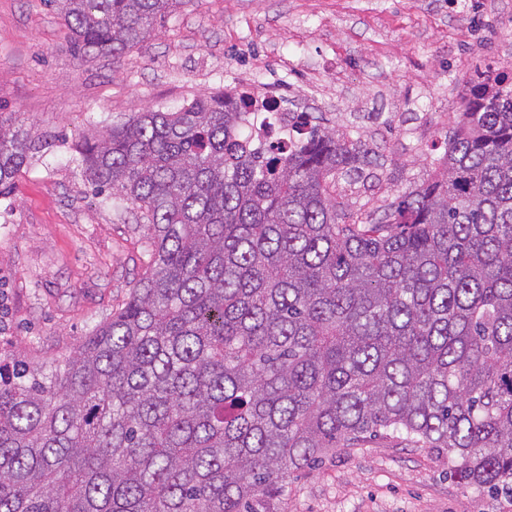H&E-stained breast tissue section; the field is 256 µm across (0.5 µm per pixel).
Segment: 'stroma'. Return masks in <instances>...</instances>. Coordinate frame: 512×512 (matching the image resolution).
Wrapping results in <instances>:
<instances>
[{
  "label": "stroma",
  "instance_id": "obj_1",
  "mask_svg": "<svg viewBox=\"0 0 512 512\" xmlns=\"http://www.w3.org/2000/svg\"><path fill=\"white\" fill-rule=\"evenodd\" d=\"M512 71V0H185L120 60L68 48L49 0H0V116L32 159L0 196V364H42L127 298L148 231L77 170L85 136L142 108L286 79L324 126L380 146L355 207L430 179L479 68ZM284 512H512V492L451 478L447 452L399 439L341 448L293 474Z\"/></svg>",
  "mask_w": 512,
  "mask_h": 512
}]
</instances>
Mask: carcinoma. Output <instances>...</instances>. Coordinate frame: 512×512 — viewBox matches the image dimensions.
I'll use <instances>...</instances> for the list:
<instances>
[{
  "label": "carcinoma",
  "instance_id": "cac0c4a2",
  "mask_svg": "<svg viewBox=\"0 0 512 512\" xmlns=\"http://www.w3.org/2000/svg\"><path fill=\"white\" fill-rule=\"evenodd\" d=\"M116 61L181 0H52ZM251 97L199 94L85 138V181L136 206L151 261L42 369L0 368V512H278L288 476L367 437L512 486V76L487 68L438 173L349 210L369 149L256 140ZM0 116V195L30 160Z\"/></svg>",
  "mask_w": 512,
  "mask_h": 512
}]
</instances>
